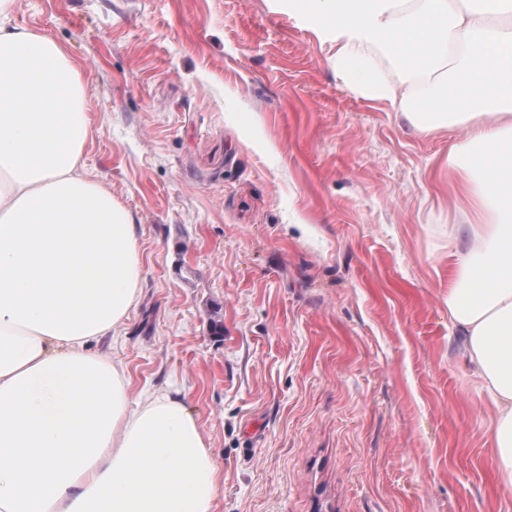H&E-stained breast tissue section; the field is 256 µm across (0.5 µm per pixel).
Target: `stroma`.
I'll return each mask as SVG.
<instances>
[{
    "instance_id": "obj_1",
    "label": "stroma",
    "mask_w": 512,
    "mask_h": 512,
    "mask_svg": "<svg viewBox=\"0 0 512 512\" xmlns=\"http://www.w3.org/2000/svg\"><path fill=\"white\" fill-rule=\"evenodd\" d=\"M83 69V160L137 224L89 345L181 391L214 512H512L448 322V148L332 69L286 0H16Z\"/></svg>"
}]
</instances>
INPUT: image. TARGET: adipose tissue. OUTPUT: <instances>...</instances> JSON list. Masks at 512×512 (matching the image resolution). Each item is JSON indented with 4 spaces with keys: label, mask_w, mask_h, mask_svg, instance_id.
Masks as SVG:
<instances>
[{
    "label": "adipose tissue",
    "mask_w": 512,
    "mask_h": 512,
    "mask_svg": "<svg viewBox=\"0 0 512 512\" xmlns=\"http://www.w3.org/2000/svg\"><path fill=\"white\" fill-rule=\"evenodd\" d=\"M0 0V512H213L219 469L183 398L131 399L90 354L138 299L136 226L82 161V68ZM347 85L448 148V320L494 408L512 492V0H288ZM395 59L399 87L365 51Z\"/></svg>",
    "instance_id": "obj_1"
}]
</instances>
